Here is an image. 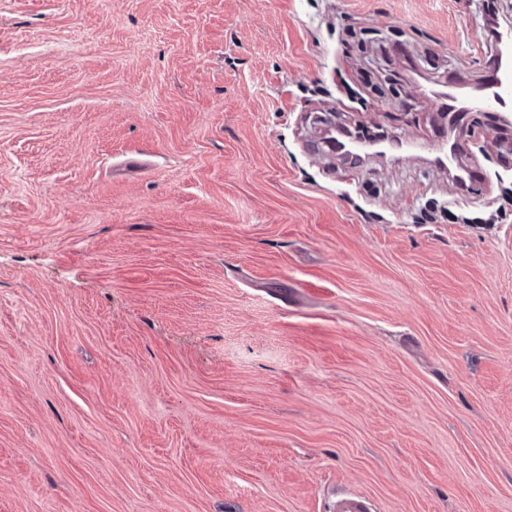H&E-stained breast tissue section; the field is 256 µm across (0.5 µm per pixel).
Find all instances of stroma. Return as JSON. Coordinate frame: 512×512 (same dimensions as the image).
I'll return each mask as SVG.
<instances>
[{"instance_id":"35a3bbf8","label":"stroma","mask_w":512,"mask_h":512,"mask_svg":"<svg viewBox=\"0 0 512 512\" xmlns=\"http://www.w3.org/2000/svg\"><path fill=\"white\" fill-rule=\"evenodd\" d=\"M486 2L0 0V512H512ZM334 512H371L373 504L356 494L342 493L333 502Z\"/></svg>"}]
</instances>
